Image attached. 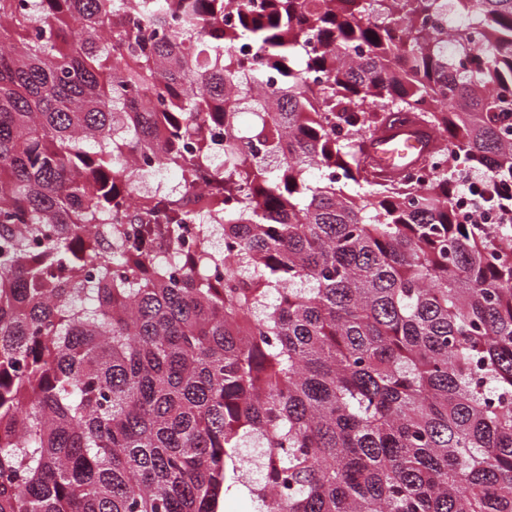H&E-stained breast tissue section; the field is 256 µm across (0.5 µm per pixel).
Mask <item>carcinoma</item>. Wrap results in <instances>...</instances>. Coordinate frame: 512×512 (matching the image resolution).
Instances as JSON below:
<instances>
[{"label":"carcinoma","instance_id":"obj_1","mask_svg":"<svg viewBox=\"0 0 512 512\" xmlns=\"http://www.w3.org/2000/svg\"><path fill=\"white\" fill-rule=\"evenodd\" d=\"M134 154L182 189L130 234ZM451 157L512 206V0H0V512H512V236ZM431 142V133L409 123L396 122L375 138L372 153L378 165L390 175L402 170L401 163L413 155H420ZM458 207L460 220L464 224H470L474 221L478 224H483L485 227L496 224L494 214L488 208L481 207L476 209L469 196L460 197ZM254 508L242 485L232 488L224 497V512H253Z\"/></svg>","mask_w":512,"mask_h":512}]
</instances>
